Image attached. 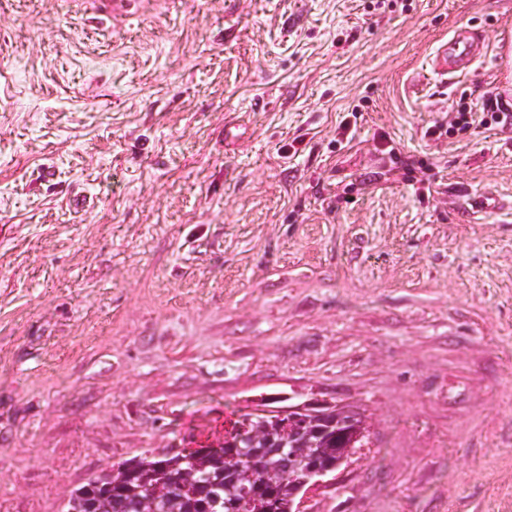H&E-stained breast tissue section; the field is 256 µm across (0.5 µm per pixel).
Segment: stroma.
<instances>
[{"label":"stroma","instance_id":"obj_1","mask_svg":"<svg viewBox=\"0 0 512 512\" xmlns=\"http://www.w3.org/2000/svg\"><path fill=\"white\" fill-rule=\"evenodd\" d=\"M103 3L0 0V512L293 397L368 435L305 512H512V126L425 134L512 0ZM481 37L470 26L457 28L435 53L433 69L440 76H454L471 66L482 53Z\"/></svg>","mask_w":512,"mask_h":512}]
</instances>
